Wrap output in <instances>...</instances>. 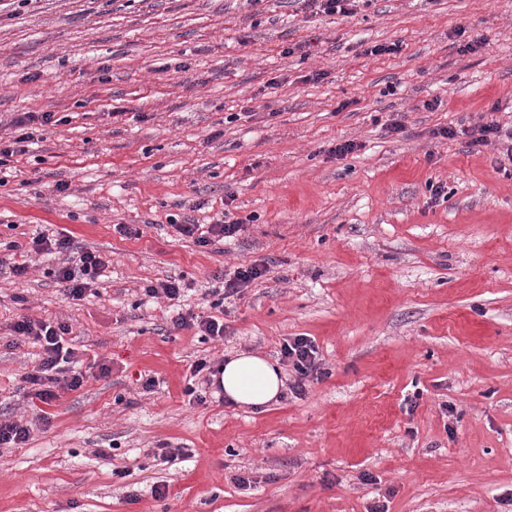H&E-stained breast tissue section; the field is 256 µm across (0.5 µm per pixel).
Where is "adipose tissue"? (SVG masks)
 <instances>
[{
  "mask_svg": "<svg viewBox=\"0 0 512 512\" xmlns=\"http://www.w3.org/2000/svg\"><path fill=\"white\" fill-rule=\"evenodd\" d=\"M219 379L225 399L241 407L267 408L283 391L278 364L257 354L241 353L228 357Z\"/></svg>",
  "mask_w": 512,
  "mask_h": 512,
  "instance_id": "obj_1",
  "label": "adipose tissue"
}]
</instances>
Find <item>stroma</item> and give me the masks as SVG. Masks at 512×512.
I'll return each mask as SVG.
<instances>
[{
  "mask_svg": "<svg viewBox=\"0 0 512 512\" xmlns=\"http://www.w3.org/2000/svg\"><path fill=\"white\" fill-rule=\"evenodd\" d=\"M24 112L60 122L0 166V257L63 231L109 264L81 301L48 258L0 276V412L33 425L0 447V512H512V142L432 135L512 126V0H359L351 17L304 0H0V137ZM224 214L244 224L225 243L174 229ZM252 265L265 275L211 308L215 274ZM169 278L223 340L171 329L176 308L143 292ZM22 316L68 323L88 377L43 423L22 391L39 350L11 336ZM299 335L327 371L302 397L189 403L197 359L273 360ZM459 131L460 132L452 127H440L438 129H434L432 134L434 137H442L446 139H452L459 136V134L465 135L469 137V140L467 141L468 146L472 150L476 151L479 150V147L486 146L490 144L493 139H499L503 135L512 142V130H510V132L504 131L502 127L496 123H482L471 128L460 129Z\"/></svg>",
  "mask_w": 512,
  "mask_h": 512,
  "instance_id": "stroma-1",
  "label": "stroma"
}]
</instances>
